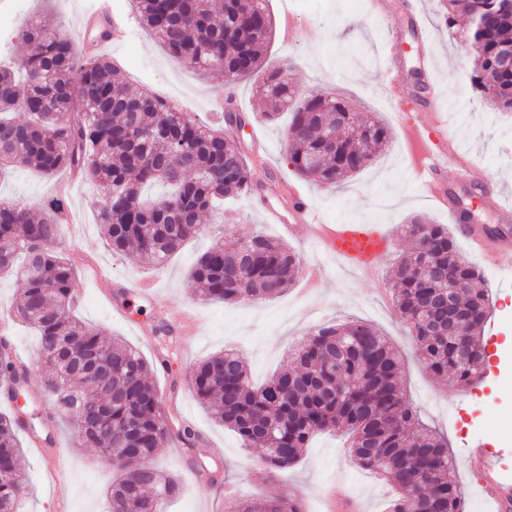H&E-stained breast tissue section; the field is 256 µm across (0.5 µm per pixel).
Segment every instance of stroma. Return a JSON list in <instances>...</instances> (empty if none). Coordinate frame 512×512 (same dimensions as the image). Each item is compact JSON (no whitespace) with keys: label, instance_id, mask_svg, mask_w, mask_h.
<instances>
[{"label":"stroma","instance_id":"1","mask_svg":"<svg viewBox=\"0 0 512 512\" xmlns=\"http://www.w3.org/2000/svg\"><path fill=\"white\" fill-rule=\"evenodd\" d=\"M100 2L122 34L102 54L126 81L150 89L191 117L223 125L220 100L228 89L223 73L202 77L174 57L142 26L129 0H28L24 12L14 14V28L32 20L65 28L75 38L83 14ZM367 2L269 0L275 32L267 60L287 72L299 97L321 89L335 92L357 111L372 113L388 125L391 140L379 157L340 186L301 178L288 162V113L266 120L264 105L248 80L234 90L233 105L247 121L234 138L257 186L255 196L266 204L284 212L290 195L301 193L312 198L322 223L380 225L390 243L379 260L378 281L355 276L308 237L288 234L283 225L266 221L251 204L255 196L226 202L223 214H205V233L156 267L136 254L115 255L104 247L92 206L95 190L82 178H74L63 197L57 192L58 176L23 167L0 183L2 199L41 209L60 198L76 214L77 223L64 225L58 247L76 266L73 292L79 298V317L122 338L150 362L162 415L170 428L186 420L201 434L198 453L170 441L157 458L158 466L177 475L181 483L179 493L163 502V512H224L230 487L241 500L299 498L305 512H328V496L340 490L356 500L359 512H388L393 498L390 486L353 462L345 437L317 435L288 473L276 475L264 465L260 447H242L190 390L192 365L214 352L236 349L246 359L253 380L260 382L287 368L290 349L317 328L349 320L373 325L399 351L405 394L422 420L447 436L468 512H488L478 495L479 475L466 460L469 444L486 442L499 470L512 475V350L496 351L497 343L512 336V287L501 286L493 267L472 258L489 288L491 317L484 332L485 379L464 391L428 373L418 361L409 330L386 292L390 268L406 247L400 224L412 216L434 224L448 222L445 207L426 197L416 181L422 145L437 153L449 141L464 148L474 182L492 185L497 192L496 201L478 200L480 221L497 223V205L512 207V113L492 109L472 90L470 47L461 37L449 36L442 0H388L389 11L383 17L374 16ZM14 28L0 34V59L20 72L29 49ZM391 34L401 50L392 72L385 57V40ZM435 100L449 106L450 112L439 127H423L420 116ZM223 216L231 218L238 236L264 232L286 243L301 262L321 264L325 275L319 291L306 292L297 281L282 296L260 304L194 300L189 271L210 245L209 232ZM145 275L156 279L149 301L131 291ZM156 320L172 329L167 348H160L152 334ZM6 337L24 356L28 424L41 430L52 407L43 388V370L34 364L38 338L32 329L15 323L9 325ZM59 433L57 443L44 450L24 449L26 495L21 512H107L111 465L69 426L60 425ZM203 467L219 471L218 483L200 484L196 472Z\"/></svg>","mask_w":512,"mask_h":512}]
</instances>
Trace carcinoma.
<instances>
[{"label":"carcinoma","instance_id":"obj_1","mask_svg":"<svg viewBox=\"0 0 512 512\" xmlns=\"http://www.w3.org/2000/svg\"><path fill=\"white\" fill-rule=\"evenodd\" d=\"M142 23L200 75L218 69L234 84L261 74L256 93L271 105L267 120L296 96L288 74L264 68L262 49L273 19L264 0H135ZM469 20L470 83L483 101L512 111V10L503 0H445L448 29ZM30 49L23 76L0 65V179L20 163L46 175L74 169L102 192L97 220L114 254L135 250L161 267L186 240L204 231L201 215L215 203L252 192L248 165L234 139L151 92L130 87L105 58L82 60L63 28L46 31L28 21L17 30ZM336 133V144L326 135ZM288 160L301 177L344 182L369 166L391 139L380 120L353 110L333 92L312 94L292 111ZM51 214L0 200V275L20 282L13 320L40 338L43 387L53 411L93 447L112 449L120 476L110 490V512H138L179 490L178 478L155 465L171 437L150 367L125 342L104 336L72 311L73 265L55 250L62 224ZM407 241L393 268L392 297L408 325L418 359L434 374L466 390L485 378L487 290L474 266L457 252L439 224L414 217L401 225ZM230 225L189 274L193 298L226 304L263 302L285 292L300 259L261 233L224 239ZM428 246L434 273L420 270ZM461 285L456 306L472 314L465 335L448 328L444 295ZM292 368L265 384L250 381L232 349L197 363L190 374L199 403L233 431L243 447L260 445L272 473L288 470L318 434L350 440L363 469L394 489L390 512H462L464 489L446 440L424 424L403 390L401 360L372 326L350 322L322 327L291 353ZM6 341L0 342V386L14 405L0 414V512H18L24 460L17 432L26 428L17 395L24 394ZM177 438L193 448L200 435L182 424ZM233 512H303L298 499L267 497Z\"/></svg>","mask_w":512,"mask_h":512}]
</instances>
